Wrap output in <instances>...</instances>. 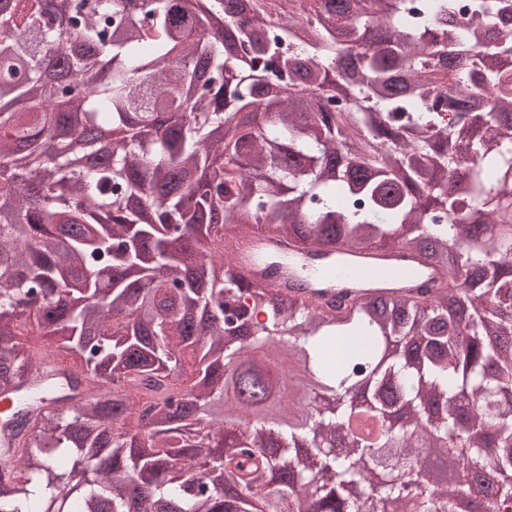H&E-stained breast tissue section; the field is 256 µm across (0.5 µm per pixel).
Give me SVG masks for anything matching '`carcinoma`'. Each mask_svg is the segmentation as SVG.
Wrapping results in <instances>:
<instances>
[{
	"label": "carcinoma",
	"instance_id": "1",
	"mask_svg": "<svg viewBox=\"0 0 512 512\" xmlns=\"http://www.w3.org/2000/svg\"><path fill=\"white\" fill-rule=\"evenodd\" d=\"M510 387L512 0H0V512H453L422 448L512 512ZM225 253L232 254L239 270L250 276L265 269L261 263L264 256H288V264L281 265L270 280L273 287L285 288L295 279L304 277L318 282L325 298L339 294L342 288L367 281L393 282L403 290L417 287L415 262L404 251L356 254L352 262L338 265L304 260L293 254L285 242L259 238L225 243Z\"/></svg>",
	"mask_w": 512,
	"mask_h": 512
}]
</instances>
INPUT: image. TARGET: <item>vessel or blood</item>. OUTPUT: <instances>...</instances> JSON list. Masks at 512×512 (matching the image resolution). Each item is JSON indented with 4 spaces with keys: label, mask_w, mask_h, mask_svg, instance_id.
Returning <instances> with one entry per match:
<instances>
[{
    "label": "vessel or blood",
    "mask_w": 512,
    "mask_h": 512,
    "mask_svg": "<svg viewBox=\"0 0 512 512\" xmlns=\"http://www.w3.org/2000/svg\"><path fill=\"white\" fill-rule=\"evenodd\" d=\"M225 250L233 255L239 270L250 276L262 272L264 256L287 257V264L281 265L271 279L273 287L283 288L303 277L318 282L328 298L339 294L341 289L367 281H387L406 290L417 285L415 262L404 251L359 254L352 262L338 265L304 260L291 254L287 243L278 240L234 241L226 243Z\"/></svg>",
    "instance_id": "1"
}]
</instances>
